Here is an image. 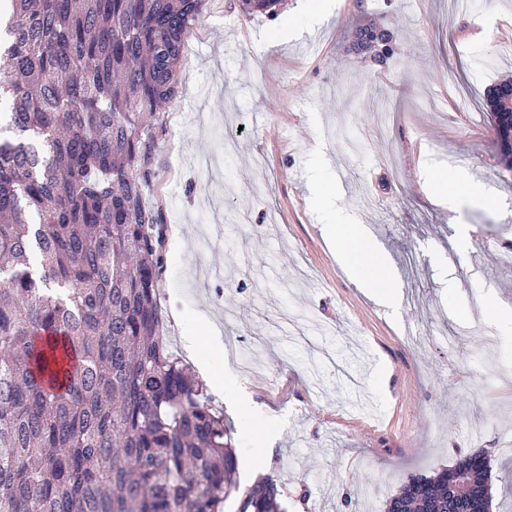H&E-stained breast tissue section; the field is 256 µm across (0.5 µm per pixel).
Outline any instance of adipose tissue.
Listing matches in <instances>:
<instances>
[{
	"label": "adipose tissue",
	"instance_id": "obj_1",
	"mask_svg": "<svg viewBox=\"0 0 512 512\" xmlns=\"http://www.w3.org/2000/svg\"><path fill=\"white\" fill-rule=\"evenodd\" d=\"M309 192L311 204L323 214V233L343 266L371 298L382 304L395 303L398 289L394 272L385 256L380 255L379 244L369 227L338 206L336 192L320 174L312 175ZM368 253L376 256L370 265L363 262Z\"/></svg>",
	"mask_w": 512,
	"mask_h": 512
}]
</instances>
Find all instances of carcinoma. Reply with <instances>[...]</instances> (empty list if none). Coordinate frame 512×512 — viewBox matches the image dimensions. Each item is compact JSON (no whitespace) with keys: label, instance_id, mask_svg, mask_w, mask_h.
I'll return each instance as SVG.
<instances>
[{"label":"carcinoma","instance_id":"cac0c4a2","mask_svg":"<svg viewBox=\"0 0 512 512\" xmlns=\"http://www.w3.org/2000/svg\"><path fill=\"white\" fill-rule=\"evenodd\" d=\"M0 8V512H285L247 488L224 412L161 334L163 219L146 206L157 112L199 0ZM512 79L488 107L512 171ZM481 453L387 512H489Z\"/></svg>","mask_w":512,"mask_h":512}]
</instances>
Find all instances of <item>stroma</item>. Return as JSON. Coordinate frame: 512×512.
Returning <instances> with one entry per match:
<instances>
[{
    "label": "stroma",
    "instance_id": "obj_1",
    "mask_svg": "<svg viewBox=\"0 0 512 512\" xmlns=\"http://www.w3.org/2000/svg\"><path fill=\"white\" fill-rule=\"evenodd\" d=\"M337 2L310 30L297 0L272 15L201 0L145 190L165 223L159 302L187 316L163 333L188 364L250 363L245 403H215L241 485L272 476L288 512H387L411 477L474 452L491 512H512V324L479 309L512 307V173L487 108L512 77V0ZM282 18L287 40L261 51ZM364 27L393 32L387 66L357 42ZM318 154L389 258L397 306L356 288L327 244L308 199ZM427 166L467 172L498 208L435 202Z\"/></svg>",
    "mask_w": 512,
    "mask_h": 512
}]
</instances>
